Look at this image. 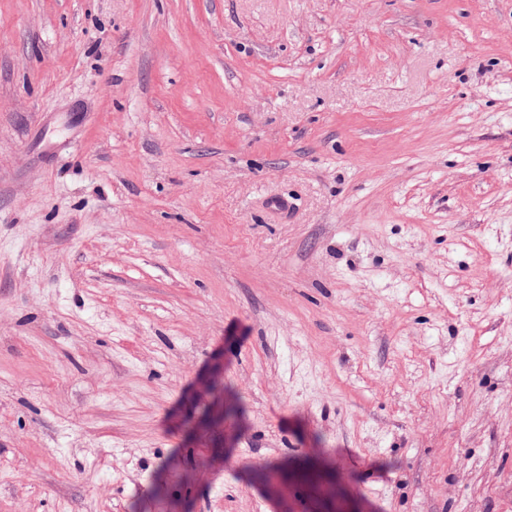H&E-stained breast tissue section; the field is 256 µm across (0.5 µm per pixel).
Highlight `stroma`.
<instances>
[{"label":"stroma","mask_w":512,"mask_h":512,"mask_svg":"<svg viewBox=\"0 0 512 512\" xmlns=\"http://www.w3.org/2000/svg\"><path fill=\"white\" fill-rule=\"evenodd\" d=\"M0 512H512V0H0Z\"/></svg>","instance_id":"1"}]
</instances>
